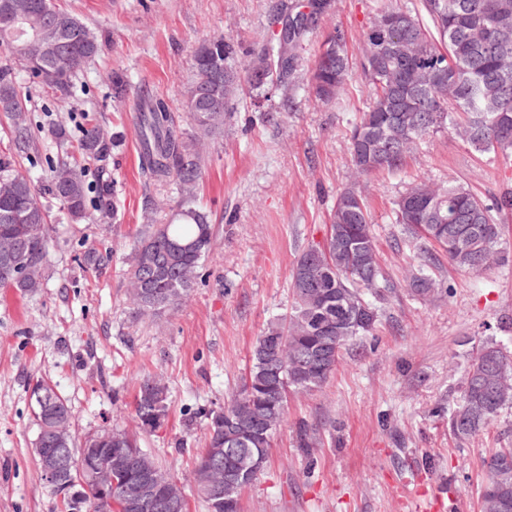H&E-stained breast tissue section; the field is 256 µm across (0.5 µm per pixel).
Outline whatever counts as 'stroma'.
Masks as SVG:
<instances>
[{"instance_id":"obj_1","label":"stroma","mask_w":512,"mask_h":512,"mask_svg":"<svg viewBox=\"0 0 512 512\" xmlns=\"http://www.w3.org/2000/svg\"><path fill=\"white\" fill-rule=\"evenodd\" d=\"M279 2L56 0L97 31L100 48L66 100L18 73L35 138L27 153H17L0 118V157L14 158L39 189L55 228L44 287L25 295L0 287V512H56L32 453L36 377L65 399L79 443L105 427L134 429L140 383L161 379L169 423L142 447L189 483L207 412L236 391L267 323L289 314L295 261L308 242L322 240L337 194L354 182L375 225L379 261L401 292L380 305L374 330L343 352L320 390L290 392L269 458L242 493V512H414V500L436 497L445 512H479L486 460L512 448V409L460 441L448 430V405L481 341L512 351V214L499 219L501 265L468 274L441 260L433 272L440 294L413 297L405 287L417 262L392 212L408 184L450 181L487 199L512 188V170L445 129L426 137L400 174L356 178L347 130L369 100L367 86L352 74L339 98L324 103L308 84L323 35L341 29L360 53L376 8L410 0H332L288 87L235 106L223 135L202 148L195 203L210 213L215 246L192 288L156 315L137 314L128 292L126 259L136 237L144 225L169 221L180 199L175 183L144 182L135 126L141 95L163 99L177 128L188 131L183 99L197 46L221 36L241 56L260 50ZM117 75L123 87L115 86ZM87 111L105 134L122 138L107 167L116 208L98 210V172L89 167L88 215L75 225L43 191L50 166L67 151L48 130L56 124L79 139ZM271 112L276 120H268ZM92 250L111 258L98 275L83 267ZM303 421L320 429L319 447L299 448Z\"/></svg>"}]
</instances>
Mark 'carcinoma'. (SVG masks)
<instances>
[{"instance_id":"1","label":"carcinoma","mask_w":512,"mask_h":512,"mask_svg":"<svg viewBox=\"0 0 512 512\" xmlns=\"http://www.w3.org/2000/svg\"><path fill=\"white\" fill-rule=\"evenodd\" d=\"M19 14L14 34H0V47L16 62L29 60L55 72L48 82L39 71L30 77L62 99L72 93L76 70L99 51L97 32L79 18L58 10L53 0H14ZM328 0H309L289 6L288 21L303 24L289 36L288 56L270 35L267 43L248 64L238 60L234 43L217 37L194 54L195 78L191 87L209 81L214 61L238 76L241 84L254 90L271 91L285 86L296 62L295 50L306 34L318 27ZM54 11L62 20L58 40L72 51L60 62L43 51L37 39L43 10ZM362 54L349 53L344 31L330 32L315 52L310 89L317 99L328 103L338 99L350 74L360 72L368 87L369 103L349 130V155L354 171L368 176L378 171L398 173L406 157L430 134L450 128L481 154H491L512 164V0H420V7L376 9L365 34ZM414 70L416 86L407 100L393 96L403 71ZM241 88L225 102V112L207 120L205 113L184 105L192 132H179L162 102L150 103L139 112L138 137L141 169L154 182H175L183 198L167 224H148L141 231L128 257V279H138L146 263L156 270L149 288L163 307L177 305L192 288L200 261L214 246V228L209 215L194 204V192L203 175V158L198 144L223 132L224 119L234 109ZM18 90L14 69L0 67V113L12 122L18 151L27 150L34 138ZM114 141L98 126L83 131L79 140L81 159L61 162L48 181V191L59 199L78 221L85 215L87 161L105 169ZM13 186L10 196L0 197V244H20L28 259L27 273L20 282L0 273V286L12 285L23 294L43 287L49 269L52 227L39 204L35 190L24 176L13 172V160L0 158V183ZM512 212V189L508 188L487 204L460 184L435 188L415 184L394 202V223L401 226L403 240L416 253L417 272L409 277L408 291L423 295L436 292V279L429 270L437 267L432 245L458 270H470L472 256L482 251L501 255L500 225L495 215ZM340 230L341 237L355 248L330 244L331 263L316 271L318 287L301 288L299 273L306 252L298 256L291 273L292 310L282 320L268 324L253 344L250 364L240 385L223 407L206 414L205 446L196 455L192 474L200 480L205 455L212 448H257L270 453L273 435L283 422L288 405L281 403V389L314 391L322 388L336 368L341 351L354 338L371 332L378 320L375 303L396 294L397 284L377 259L374 224L362 192L341 191L333 206L328 230ZM333 343L335 355L327 366L302 368L295 357L304 350ZM492 357L512 367V356L498 342L488 340L478 348L466 371L460 398L448 408V429L458 440L479 434L505 408H512V389L489 401L473 386L477 374ZM49 393L54 408L71 420L67 403L42 379L33 381L31 392ZM169 417V393L159 379L141 382L134 398L138 431L103 429L87 448L108 446L105 434L112 433L128 449L130 465L159 471L161 466L141 447L142 437L164 427ZM299 447L316 448L321 439L308 424L298 429ZM512 460V448L498 449L487 462L481 488L482 512H497L495 500H512V468L503 480L501 467Z\"/></svg>"}]
</instances>
